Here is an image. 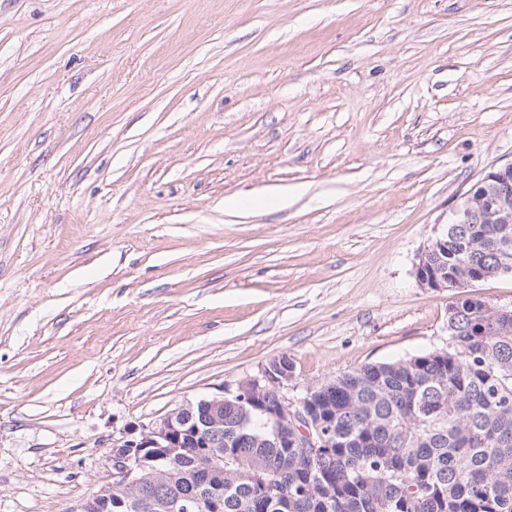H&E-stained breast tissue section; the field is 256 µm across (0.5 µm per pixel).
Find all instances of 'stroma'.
<instances>
[{
  "label": "stroma",
  "mask_w": 512,
  "mask_h": 512,
  "mask_svg": "<svg viewBox=\"0 0 512 512\" xmlns=\"http://www.w3.org/2000/svg\"><path fill=\"white\" fill-rule=\"evenodd\" d=\"M510 162L512 0H0V512L273 360L296 400L447 348L512 277L415 263Z\"/></svg>",
  "instance_id": "35a3bbf8"
}]
</instances>
